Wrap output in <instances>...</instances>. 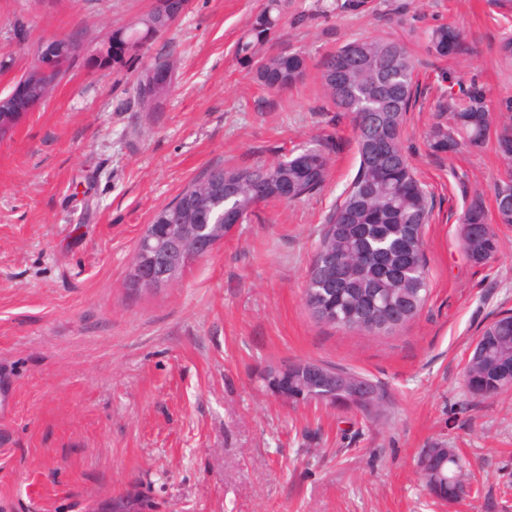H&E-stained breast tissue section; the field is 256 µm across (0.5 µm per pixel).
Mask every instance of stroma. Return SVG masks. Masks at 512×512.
Returning a JSON list of instances; mask_svg holds the SVG:
<instances>
[{"instance_id":"obj_1","label":"stroma","mask_w":512,"mask_h":512,"mask_svg":"<svg viewBox=\"0 0 512 512\" xmlns=\"http://www.w3.org/2000/svg\"><path fill=\"white\" fill-rule=\"evenodd\" d=\"M264 0H189L153 46L175 51L161 111H138L129 72L87 56L154 0H0V94L50 39L79 34L77 59L45 103L0 139V512H512V389L473 402L463 372L481 328L512 311V225L485 265L462 252L459 217L492 203L493 147L436 156L425 132L444 80L483 85L494 120L512 99V33L492 0H371L322 12L296 0L281 46L307 53L304 81L272 94L234 45ZM462 28L468 53L438 60L425 32ZM393 36L413 51L418 102L405 153L434 197L424 229L430 293L402 330L377 336L315 320L303 302L326 215L358 166L348 117L323 96L319 61L341 44ZM332 137L322 192L263 203L169 286L125 276L154 212L216 166L272 163ZM313 361L388 395L375 419L288 403L269 368ZM441 444L467 461L471 496L445 504L417 470Z\"/></svg>"}]
</instances>
